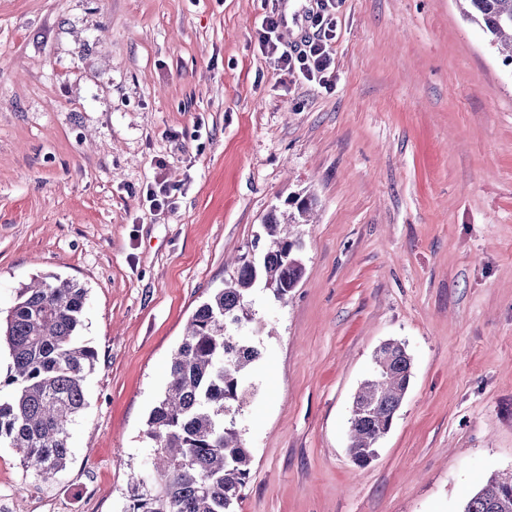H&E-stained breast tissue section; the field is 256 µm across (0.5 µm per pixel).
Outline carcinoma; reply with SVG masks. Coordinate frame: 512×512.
I'll return each instance as SVG.
<instances>
[{
  "instance_id": "cac0c4a2",
  "label": "carcinoma",
  "mask_w": 512,
  "mask_h": 512,
  "mask_svg": "<svg viewBox=\"0 0 512 512\" xmlns=\"http://www.w3.org/2000/svg\"><path fill=\"white\" fill-rule=\"evenodd\" d=\"M463 16L483 28L512 65V0H459ZM313 199L262 224V250L240 255L224 287L194 312L172 355L168 381L147 420L152 471L131 474L125 512H235L249 482L252 454L238 416L253 386L250 366L258 347L244 329L264 331L259 296L283 302L297 287L303 265L292 227L310 222ZM87 290L48 277L21 288L0 322V344L11 358L0 379V447L11 448L47 482L71 460L70 426L85 406L84 382L96 351L81 342ZM412 361L389 340L375 351L373 371L354 394L348 451L365 464L389 432L408 389ZM463 512H512V473L494 475L466 496Z\"/></svg>"
}]
</instances>
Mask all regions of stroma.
Returning a JSON list of instances; mask_svg holds the SVG:
<instances>
[{"label":"stroma","instance_id":"obj_1","mask_svg":"<svg viewBox=\"0 0 512 512\" xmlns=\"http://www.w3.org/2000/svg\"><path fill=\"white\" fill-rule=\"evenodd\" d=\"M313 5L0 0V311L77 281L98 354L69 466L43 483L0 448V499L125 512L188 321L296 195L313 221L297 288L259 308L237 512H462L512 470V66L457 0H341L325 87L258 42L274 9L298 42ZM388 340L413 376L360 465L352 400Z\"/></svg>","mask_w":512,"mask_h":512}]
</instances>
